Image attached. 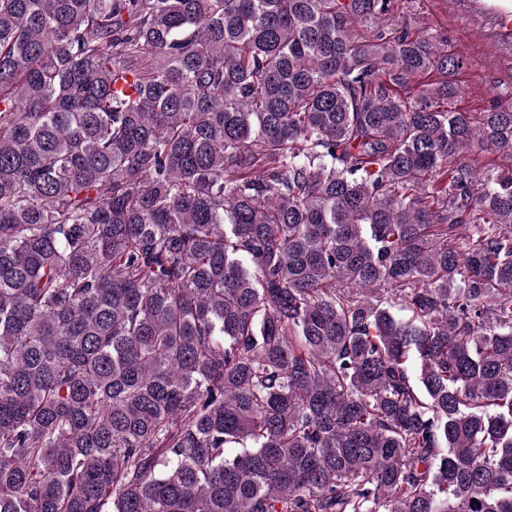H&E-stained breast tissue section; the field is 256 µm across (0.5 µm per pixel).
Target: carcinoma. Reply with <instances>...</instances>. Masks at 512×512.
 <instances>
[{
	"mask_svg": "<svg viewBox=\"0 0 512 512\" xmlns=\"http://www.w3.org/2000/svg\"><path fill=\"white\" fill-rule=\"evenodd\" d=\"M393 3L0 0V512H512V93Z\"/></svg>",
	"mask_w": 512,
	"mask_h": 512,
	"instance_id": "carcinoma-1",
	"label": "carcinoma"
}]
</instances>
